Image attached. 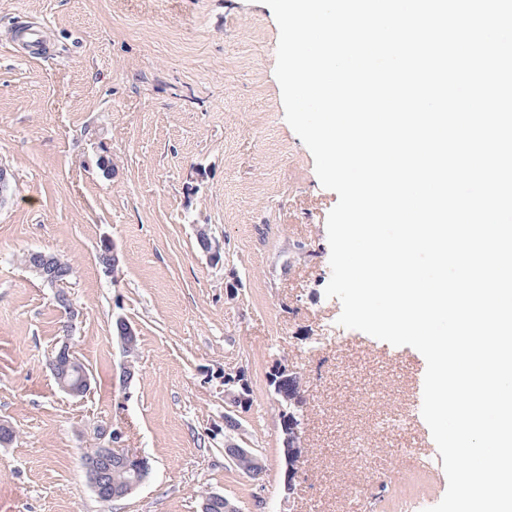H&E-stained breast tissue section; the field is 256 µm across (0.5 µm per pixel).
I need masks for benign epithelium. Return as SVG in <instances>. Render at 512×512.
Masks as SVG:
<instances>
[{
  "mask_svg": "<svg viewBox=\"0 0 512 512\" xmlns=\"http://www.w3.org/2000/svg\"><path fill=\"white\" fill-rule=\"evenodd\" d=\"M117 323L122 327L119 336L124 359L120 364V387H125L131 382L135 375L132 358L129 357L131 340L136 336V330L123 318H117ZM59 388L66 394L78 398L86 395L91 389V374L80 370L79 381L71 382L64 376L57 375L52 371ZM271 384L277 402L281 406L280 429L282 433V454H283V488L290 492L298 479L301 477L300 464L304 453L302 448V415L299 409L304 403V393L299 372L286 361H277L271 368ZM288 380L290 393L283 394L279 390V381ZM248 380L243 377V370L240 368L224 370V417H230L238 409L246 407ZM102 436H109L110 444L97 446L86 452L83 456V468L89 485L95 494L102 493L105 476V468L112 467V461L117 459L121 464L133 470L134 478L126 483L123 491L114 493L110 500L125 498L134 493L149 477L151 464L149 459L140 453L126 447L123 441V432L119 428L112 430L105 428L100 432ZM235 453L225 456L229 462L237 464L245 457L253 461V465H262L261 458L249 446H242L236 443L230 444Z\"/></svg>",
  "mask_w": 512,
  "mask_h": 512,
  "instance_id": "benign-epithelium-1",
  "label": "benign epithelium"
}]
</instances>
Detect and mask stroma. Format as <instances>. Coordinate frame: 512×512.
I'll list each match as a JSON object with an SVG mask.
<instances>
[{"label": "stroma", "mask_w": 512, "mask_h": 512, "mask_svg": "<svg viewBox=\"0 0 512 512\" xmlns=\"http://www.w3.org/2000/svg\"><path fill=\"white\" fill-rule=\"evenodd\" d=\"M19 18L42 27L49 52L18 54ZM278 40L262 0H0V164L12 173L0 206V423L16 432L0 446V512H199L209 491L240 512H400L409 497L443 498V459L413 408L424 357L339 326L341 303L324 293L338 195L285 120ZM198 224L220 262L198 247ZM105 241L114 274L98 259ZM32 251L72 266L71 329L22 264ZM120 317L138 336L124 388ZM66 337L94 376L81 399L46 366ZM277 358L305 395L288 501L267 384ZM228 366L252 390L235 417L263 461L255 479L224 459ZM107 424L152 470L133 495L103 502L81 458Z\"/></svg>", "instance_id": "35a3bbf8"}]
</instances>
